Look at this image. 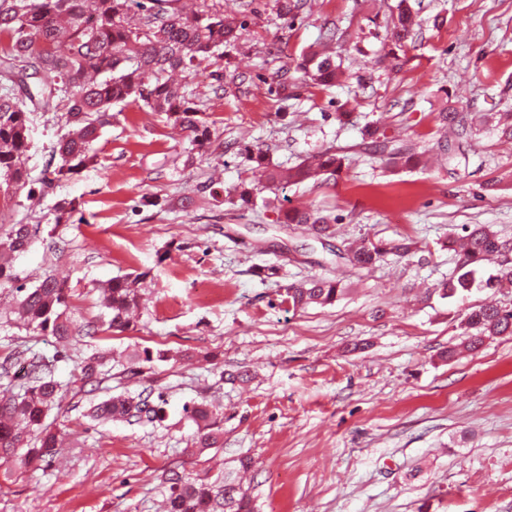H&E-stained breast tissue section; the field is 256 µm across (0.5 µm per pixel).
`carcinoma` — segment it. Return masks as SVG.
Returning a JSON list of instances; mask_svg holds the SVG:
<instances>
[{
	"mask_svg": "<svg viewBox=\"0 0 512 512\" xmlns=\"http://www.w3.org/2000/svg\"><path fill=\"white\" fill-rule=\"evenodd\" d=\"M392 48L383 56L400 65L404 50L418 26L417 16L406 0H399L391 19ZM245 23L224 13V0H199L188 11L182 0H0V80L26 87V99L0 95V194L13 196L30 184L24 157L31 148L30 114L50 112L64 106L65 133L53 149L58 162L46 170L41 184L52 188L69 181L94 162V143L110 123L112 106L134 104L152 112H163L187 133L191 145L188 159L204 155L213 147V132L196 104L188 99L185 84L174 79L177 72L196 70L224 57V46L233 44ZM296 70L311 87H328L346 78L342 60L319 48L303 52ZM441 129H453L458 139L471 131L469 115L444 107L436 115ZM364 151L381 160L391 171L441 164L450 158L454 141L440 137L433 156L419 153L406 140L388 134L372 122L362 129ZM252 178L225 189L228 201L241 207L254 204L257 195L282 185L317 182L335 176L344 157L330 148L309 154L293 166L273 163L267 154L246 150ZM77 210L76 201L59 199L52 206L54 223L67 224ZM278 223L306 226L316 239L335 235L336 214L314 205L279 210ZM39 226L20 221L0 225V288L16 293L13 318L8 324L34 336H52L60 346L52 356L30 348L14 353L26 364L19 389H0V453L12 460L17 470L54 456L59 431L49 420L60 406L63 386L55 379V364L64 359L62 350L76 336L95 337L100 332L127 331L140 307L142 275L115 277L100 287L105 308L101 324L74 327L67 311L69 288L52 275L28 288L20 282L9 257L28 249ZM457 237L459 249L456 274L437 284L441 296L453 297L482 288H512V238L489 224L465 225ZM415 242L362 239L351 242L344 259L355 268L370 269L385 256L405 257L414 252ZM498 259V271L478 282L475 275L483 262ZM339 279L311 277L287 289L292 309L326 306L343 295ZM464 347L478 350L485 339L512 335V306L483 305L466 315ZM168 353L145 350L128 356L123 373L136 378L143 364L164 361ZM107 356L99 351L83 357L69 385L78 392L93 393L112 378L105 369ZM163 394L141 391L110 394L90 407L88 417L99 422L155 423L163 418ZM188 413L196 425L191 452L219 447L224 432L217 426V408L208 401L193 404ZM169 484L167 512H254L247 491L218 476L193 479L177 472L165 479Z\"/></svg>",
	"mask_w": 512,
	"mask_h": 512,
	"instance_id": "obj_1",
	"label": "carcinoma"
}]
</instances>
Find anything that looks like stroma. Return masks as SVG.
I'll list each match as a JSON object with an SVG mask.
<instances>
[{
	"label": "stroma",
	"mask_w": 512,
	"mask_h": 512,
	"mask_svg": "<svg viewBox=\"0 0 512 512\" xmlns=\"http://www.w3.org/2000/svg\"><path fill=\"white\" fill-rule=\"evenodd\" d=\"M398 2L303 0L281 18L278 0H224L245 22L240 40L212 70L183 76L220 154L187 162L186 136L167 115L116 105L96 162L50 190L45 209L31 210L22 192L0 197L14 219L40 228L14 262L21 281H66L76 325L102 312L93 284L143 277L135 328L78 337L57 380L97 350L170 354L138 379L116 367L106 382L116 394L163 393L162 422L97 424L89 396L66 393L62 458L23 474L0 460V512H160L170 472L213 478L243 459L256 512H512V336L442 357L462 343L467 313L512 304V288L446 299L434 290L456 270L450 241L463 225L512 236V142L496 129L499 113L512 112V0H409L420 27L393 70L379 57ZM334 28L348 80L301 85V53ZM443 101L476 119L456 161L394 173L364 154L360 129L381 118L431 148ZM30 119L35 181L65 112ZM328 146L346 154L342 172L277 190V208L181 206L212 170L228 187L250 177L244 148L292 165ZM59 197L77 209L58 226L49 206ZM309 203L338 217L328 243L278 222V208ZM362 236L409 238L417 249L357 272L336 251ZM272 264L279 276L261 280L257 269ZM313 276L348 290L334 304L290 310L289 285ZM11 300L0 292V360L23 345L53 355L52 337L5 325ZM241 371L249 381H231ZM203 399L219 405L224 444L191 456L186 409Z\"/></svg>",
	"instance_id": "1"
}]
</instances>
